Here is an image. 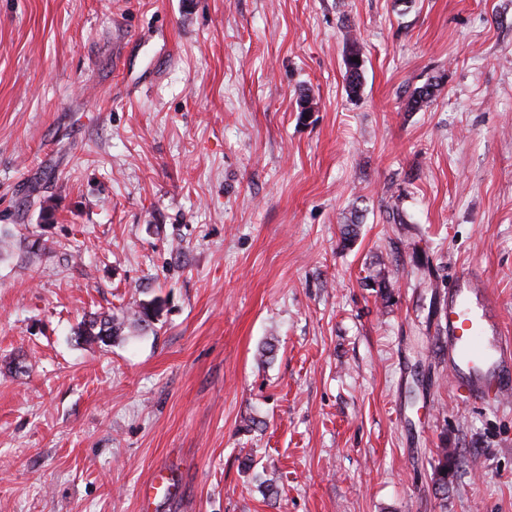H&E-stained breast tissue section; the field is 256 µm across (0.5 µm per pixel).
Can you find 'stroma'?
<instances>
[{"mask_svg":"<svg viewBox=\"0 0 512 512\" xmlns=\"http://www.w3.org/2000/svg\"><path fill=\"white\" fill-rule=\"evenodd\" d=\"M3 224L0 512H512L439 341L463 265L512 330V0H0ZM358 57L360 63L353 62L352 58ZM345 74H346V91L350 95H357L361 87L362 78V53L357 38L352 39L346 50L344 57ZM124 320L119 321L111 316H90L84 319L75 331L76 342L84 343L100 341L106 343L115 336H119ZM456 461V459H448V448H439L433 470L434 484L436 486V491L441 496L440 499L444 500L448 497V475L456 467Z\"/></svg>","mask_w":512,"mask_h":512,"instance_id":"stroma-1","label":"stroma"}]
</instances>
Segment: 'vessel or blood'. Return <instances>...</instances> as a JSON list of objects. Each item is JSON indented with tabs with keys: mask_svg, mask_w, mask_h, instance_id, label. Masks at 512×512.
I'll return each instance as SVG.
<instances>
[{
	"mask_svg": "<svg viewBox=\"0 0 512 512\" xmlns=\"http://www.w3.org/2000/svg\"><path fill=\"white\" fill-rule=\"evenodd\" d=\"M491 296H480L470 267H461L444 307L456 392L468 400L496 402L512 393V334L490 321Z\"/></svg>",
	"mask_w": 512,
	"mask_h": 512,
	"instance_id": "b4317fda",
	"label": "vessel or blood"
}]
</instances>
